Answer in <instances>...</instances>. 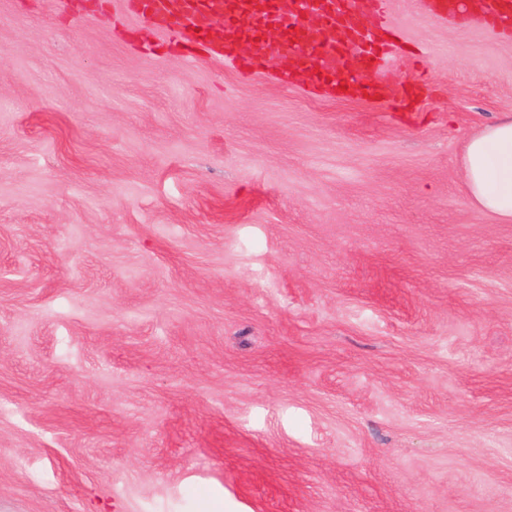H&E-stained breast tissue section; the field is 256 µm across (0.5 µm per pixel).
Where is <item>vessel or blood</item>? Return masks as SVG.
Masks as SVG:
<instances>
[{
    "label": "vessel or blood",
    "instance_id": "b4317fda",
    "mask_svg": "<svg viewBox=\"0 0 512 512\" xmlns=\"http://www.w3.org/2000/svg\"><path fill=\"white\" fill-rule=\"evenodd\" d=\"M129 4L137 17L160 23L172 33L176 45L187 51H207L243 70L269 59L281 82L303 89L317 86L331 96L342 90L355 99L395 103L402 98L399 89L386 87L383 80L367 83L351 73L354 59L377 67L392 48L404 44L402 30L389 20L388 0H270L258 15L252 13L248 0H129ZM417 5L432 20H464L512 33V0H483L478 13L471 12L469 0H417ZM370 15L376 19V28L365 23ZM314 20L343 32V39H313L309 25ZM292 23L300 31L298 38L286 39L272 51L253 47L257 35L287 30ZM382 29L387 39H380Z\"/></svg>",
    "mask_w": 512,
    "mask_h": 512
}]
</instances>
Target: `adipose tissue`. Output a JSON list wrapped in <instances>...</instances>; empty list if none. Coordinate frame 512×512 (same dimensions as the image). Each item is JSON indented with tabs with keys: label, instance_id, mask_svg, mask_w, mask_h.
I'll use <instances>...</instances> for the list:
<instances>
[{
	"label": "adipose tissue",
	"instance_id": "obj_1",
	"mask_svg": "<svg viewBox=\"0 0 512 512\" xmlns=\"http://www.w3.org/2000/svg\"><path fill=\"white\" fill-rule=\"evenodd\" d=\"M460 164L469 202L502 223H512V115L467 136Z\"/></svg>",
	"mask_w": 512,
	"mask_h": 512
}]
</instances>
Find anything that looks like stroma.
<instances>
[{"label":"stroma","instance_id":"obj_1","mask_svg":"<svg viewBox=\"0 0 512 512\" xmlns=\"http://www.w3.org/2000/svg\"><path fill=\"white\" fill-rule=\"evenodd\" d=\"M390 13L395 111L0 0V512H512V35ZM460 164L469 202L504 224L512 223V115L467 136Z\"/></svg>","mask_w":512,"mask_h":512}]
</instances>
